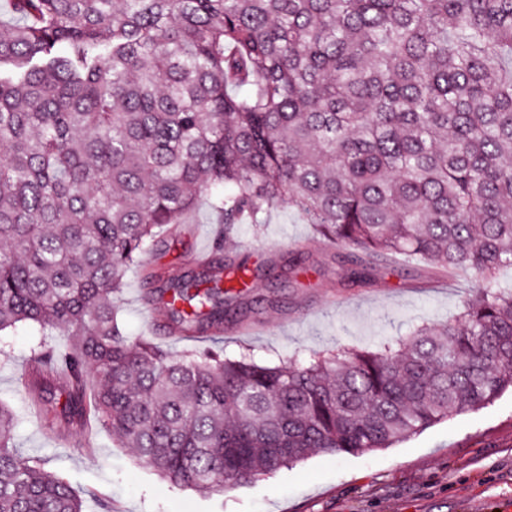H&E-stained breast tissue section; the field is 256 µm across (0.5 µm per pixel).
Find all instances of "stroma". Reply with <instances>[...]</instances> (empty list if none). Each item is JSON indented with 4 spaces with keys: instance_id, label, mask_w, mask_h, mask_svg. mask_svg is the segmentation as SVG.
Instances as JSON below:
<instances>
[{
    "instance_id": "obj_1",
    "label": "stroma",
    "mask_w": 512,
    "mask_h": 512,
    "mask_svg": "<svg viewBox=\"0 0 512 512\" xmlns=\"http://www.w3.org/2000/svg\"><path fill=\"white\" fill-rule=\"evenodd\" d=\"M217 214L200 205L188 223L172 225L149 255L155 267L181 268L191 253L247 257L251 272L243 321L226 323L220 344L226 357L250 350L262 364L298 361L336 346L367 348L438 326L459 313L467 277L447 276L424 287L429 271L416 258L379 261L370 280L348 274L349 250L315 236L288 205L272 209L261 228L238 225L230 243L218 245ZM143 273L129 272L116 305L120 326L132 339L157 343L170 355L212 347L211 337L188 340L164 333L143 299ZM37 336L20 326L0 333V401L15 412V443L27 456L65 476L100 512H512V395L441 421L393 448L358 456L319 453L260 481L209 496L173 486L118 447L98 428L93 454L76 437L50 430L27 406L18 384L34 364Z\"/></svg>"
}]
</instances>
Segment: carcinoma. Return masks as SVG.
Masks as SVG:
<instances>
[{"instance_id": "1", "label": "carcinoma", "mask_w": 512, "mask_h": 512, "mask_svg": "<svg viewBox=\"0 0 512 512\" xmlns=\"http://www.w3.org/2000/svg\"><path fill=\"white\" fill-rule=\"evenodd\" d=\"M0 21V332L43 335L35 409L89 415L202 495L315 452L390 448L512 391V0H10ZM207 198L224 235L280 202L372 260L469 275L455 321L305 362L173 357L112 296ZM147 276L179 333L244 315L247 266ZM0 512H84L13 441Z\"/></svg>"}]
</instances>
